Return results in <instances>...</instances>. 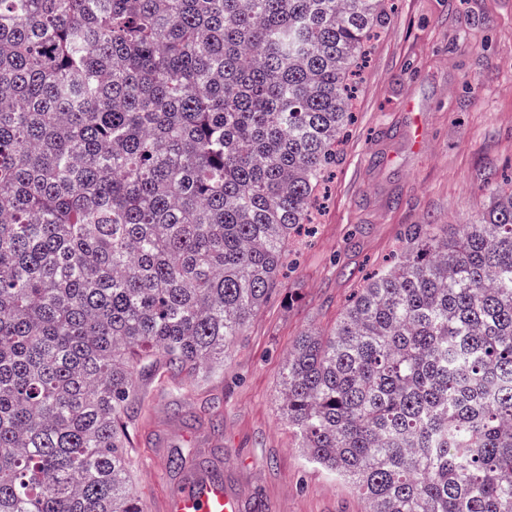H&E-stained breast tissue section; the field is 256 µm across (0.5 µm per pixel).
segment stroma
Here are the masks:
<instances>
[{
    "label": "stroma",
    "instance_id": "1",
    "mask_svg": "<svg viewBox=\"0 0 512 512\" xmlns=\"http://www.w3.org/2000/svg\"><path fill=\"white\" fill-rule=\"evenodd\" d=\"M354 120L316 193L313 233L208 380L140 378L129 454L148 512L183 479L167 458L222 470L244 512H365L351 485L308 461L282 411L285 359L334 327L362 276L410 224H467L512 178V0H392Z\"/></svg>",
    "mask_w": 512,
    "mask_h": 512
}]
</instances>
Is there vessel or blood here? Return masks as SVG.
I'll return each mask as SVG.
<instances>
[{"mask_svg":"<svg viewBox=\"0 0 512 512\" xmlns=\"http://www.w3.org/2000/svg\"><path fill=\"white\" fill-rule=\"evenodd\" d=\"M164 512H243L239 491L224 483L218 471L202 468L184 477L165 499Z\"/></svg>","mask_w":512,"mask_h":512,"instance_id":"1","label":"vessel or blood"}]
</instances>
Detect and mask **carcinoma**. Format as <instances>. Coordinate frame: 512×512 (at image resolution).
I'll list each match as a JSON object with an SVG mask.
<instances>
[{
    "instance_id": "cac0c4a2",
    "label": "carcinoma",
    "mask_w": 512,
    "mask_h": 512,
    "mask_svg": "<svg viewBox=\"0 0 512 512\" xmlns=\"http://www.w3.org/2000/svg\"><path fill=\"white\" fill-rule=\"evenodd\" d=\"M385 0H0V512H146L133 369L213 375L276 286ZM283 415L366 512H512V188L410 224Z\"/></svg>"
}]
</instances>
